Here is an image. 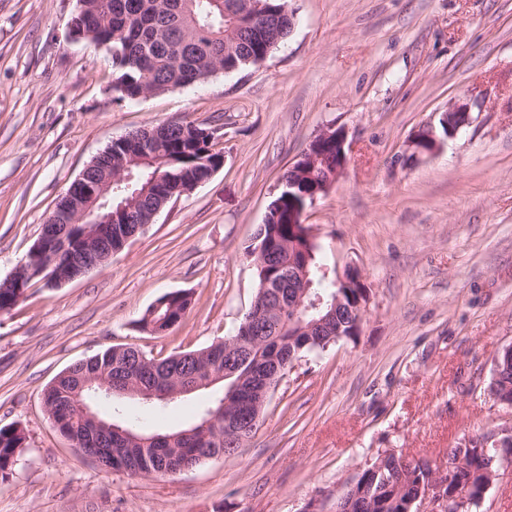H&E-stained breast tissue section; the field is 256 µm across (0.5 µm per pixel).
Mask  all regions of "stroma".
<instances>
[{"label": "stroma", "mask_w": 512, "mask_h": 512, "mask_svg": "<svg viewBox=\"0 0 512 512\" xmlns=\"http://www.w3.org/2000/svg\"><path fill=\"white\" fill-rule=\"evenodd\" d=\"M295 25L257 67L116 100L112 58L71 37L77 0H0V279L90 160L170 121L212 132L224 164L171 200L101 268L35 283L0 315V427L27 446L0 478V512H333L391 451L441 465L512 422L490 391L512 344V0H289ZM474 121L429 156L409 138L456 100ZM350 161L307 208L330 274L369 293L357 335L295 362L235 455L133 477L78 454L45 387L103 348L162 358L233 333L257 280L247 247L282 175L320 132ZM191 310L163 335L145 309ZM156 302L163 304L160 311L154 314V303L151 304L144 311L138 323L141 329L154 335H160L155 333L157 327L170 330L182 321L191 307L192 296L186 291H175L161 296ZM162 316H164L163 319H161Z\"/></svg>", "instance_id": "stroma-1"}]
</instances>
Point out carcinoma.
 Returning <instances> with one entry per match:
<instances>
[{
  "label": "carcinoma",
  "mask_w": 512,
  "mask_h": 512,
  "mask_svg": "<svg viewBox=\"0 0 512 512\" xmlns=\"http://www.w3.org/2000/svg\"><path fill=\"white\" fill-rule=\"evenodd\" d=\"M87 8L82 40L103 47L112 54V67L117 77L112 82L116 99H137L142 94H157L174 87L199 83L213 74L216 67L226 73L257 65L282 44L291 33L288 0H260L263 7H251V0H84ZM222 158L214 151L211 134L192 122L161 124L141 147L131 144L112 150V159L124 166L133 179L112 186V199L125 203L123 209H112V252L122 249L128 235L138 225L150 223L152 215L169 198L178 197L207 176L208 170ZM283 180V187L270 201V218L259 225L249 253L260 252L261 265L256 267L257 282L267 281L273 297L271 306L256 331L242 337L233 365L238 372L210 387L216 391L203 411L194 419L177 426L147 431L143 411L165 416L169 403L158 399L142 400V410L130 412L114 398L101 392L96 408L101 418L117 421L139 436L176 435L190 430L211 410L229 397L237 381H242L239 395L231 405L245 422L256 412L255 403L266 397L263 387L249 377L253 366L278 365L279 379L292 361L311 353H320L336 343L337 330L351 335L349 306L357 297L355 288H339L327 280L323 265L317 260L318 246L309 245L299 235L300 227L288 223V210L296 204H310L316 182L293 171ZM58 230L52 226L40 236L25 259L23 274L0 280V313L9 312L29 286L42 281L48 288L58 286L57 265L52 255L57 249ZM306 267L311 294H320L331 302L336 294L344 295L345 304L335 314L322 308L311 312L306 321L326 317L322 334L311 336L306 331L288 328L290 307L299 291L297 267ZM163 304L159 312L149 306L139 319L141 329L150 333L160 328L172 329L191 307L192 296L186 291L167 293L157 299ZM224 342L213 343L196 351L183 352L156 359L133 347L111 346L87 360L70 367L71 375L49 384L43 402L55 429L63 436L81 443L87 423L71 402L67 389L79 374H108L115 384L134 380L146 390L173 387V379L193 382L209 374L221 372ZM491 392L501 398H512V358L503 356L496 364ZM27 445V437L19 427L0 428V473L12 470ZM116 448L112 468L138 466L155 470L174 457L194 461L205 451L225 450L224 420L220 419L205 432L177 439L171 445L146 448L104 438L100 448ZM380 467H368L355 482L336 497V512H414L409 506L420 485L426 483L430 470L419 461H410L392 452L376 457ZM490 462L474 455L464 469L449 478L448 487H463L477 498L481 495Z\"/></svg>",
  "instance_id": "carcinoma-1"
}]
</instances>
